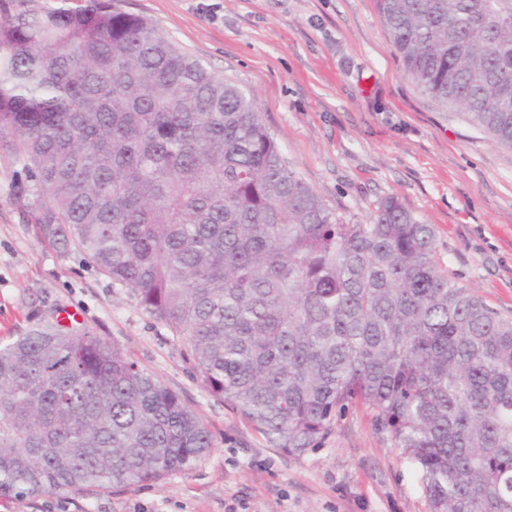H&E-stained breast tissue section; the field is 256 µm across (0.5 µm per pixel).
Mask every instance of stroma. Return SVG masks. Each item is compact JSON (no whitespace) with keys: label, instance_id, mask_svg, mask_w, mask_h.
Listing matches in <instances>:
<instances>
[{"label":"stroma","instance_id":"35a3bbf8","mask_svg":"<svg viewBox=\"0 0 512 512\" xmlns=\"http://www.w3.org/2000/svg\"><path fill=\"white\" fill-rule=\"evenodd\" d=\"M255 96L290 169L348 224L395 197L436 229L448 277L512 316V149L405 73L375 0H115ZM0 147V342L62 317L178 393L214 445L192 471L99 494L0 498V512H429L419 473L352 409L291 456L212 397L186 345L83 253L29 224Z\"/></svg>","mask_w":512,"mask_h":512}]
</instances>
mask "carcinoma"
Instances as JSON below:
<instances>
[{"instance_id":"1","label":"carcinoma","mask_w":512,"mask_h":512,"mask_svg":"<svg viewBox=\"0 0 512 512\" xmlns=\"http://www.w3.org/2000/svg\"><path fill=\"white\" fill-rule=\"evenodd\" d=\"M0 0V137L40 236L184 340L209 394L301 455L370 412L430 512H512V317L448 279L394 197L345 224L254 99L112 0ZM406 74L512 148V0H376ZM198 414L117 347L39 325L0 344V497L192 470Z\"/></svg>"}]
</instances>
